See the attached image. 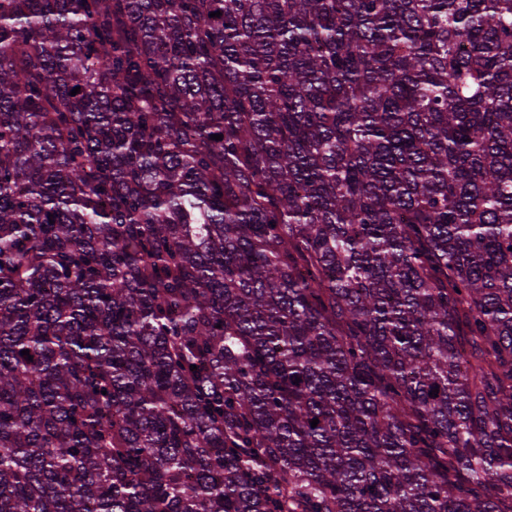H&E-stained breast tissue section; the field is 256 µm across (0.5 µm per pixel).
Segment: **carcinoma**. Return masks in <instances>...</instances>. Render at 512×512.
<instances>
[{
    "mask_svg": "<svg viewBox=\"0 0 512 512\" xmlns=\"http://www.w3.org/2000/svg\"><path fill=\"white\" fill-rule=\"evenodd\" d=\"M0 512H512V0H0Z\"/></svg>",
    "mask_w": 512,
    "mask_h": 512,
    "instance_id": "cac0c4a2",
    "label": "carcinoma"
}]
</instances>
